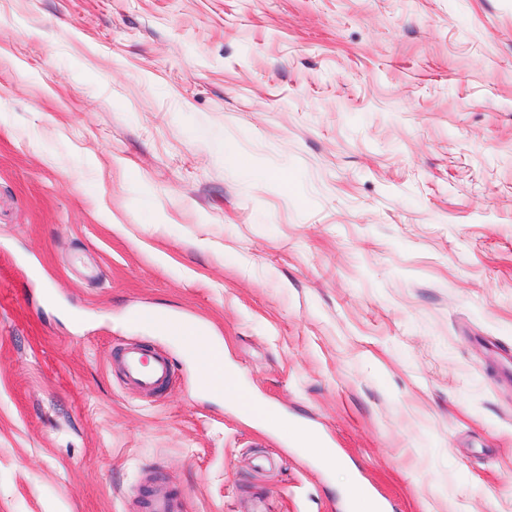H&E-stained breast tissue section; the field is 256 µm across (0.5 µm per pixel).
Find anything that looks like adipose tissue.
I'll use <instances>...</instances> for the list:
<instances>
[{"mask_svg": "<svg viewBox=\"0 0 512 512\" xmlns=\"http://www.w3.org/2000/svg\"><path fill=\"white\" fill-rule=\"evenodd\" d=\"M199 382L203 390L231 401L246 420L289 428L300 447L318 455L325 467L332 469L338 465L335 449L321 447L318 441L299 425L288 423L271 407L245 392L236 374L225 365L223 356L208 359L200 365Z\"/></svg>", "mask_w": 512, "mask_h": 512, "instance_id": "adipose-tissue-1", "label": "adipose tissue"}]
</instances>
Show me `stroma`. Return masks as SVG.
<instances>
[{"instance_id": "stroma-1", "label": "stroma", "mask_w": 512, "mask_h": 512, "mask_svg": "<svg viewBox=\"0 0 512 512\" xmlns=\"http://www.w3.org/2000/svg\"><path fill=\"white\" fill-rule=\"evenodd\" d=\"M129 344L172 381L125 386ZM350 479L512 512V0H0V512H339ZM198 342L191 349L193 359L199 364V382L203 390L231 401L241 416L248 421H257L262 425H275L290 430L300 447L319 456L325 467L335 469L340 462L336 457V451L332 448H322L318 441L307 433L299 425L288 424L281 415L271 407L260 402L249 393L245 392L239 384L236 374L224 364V345H218L217 356L209 359L211 355V342L204 332ZM144 512H186V504L180 496L171 493L150 495L143 503Z\"/></svg>"}]
</instances>
